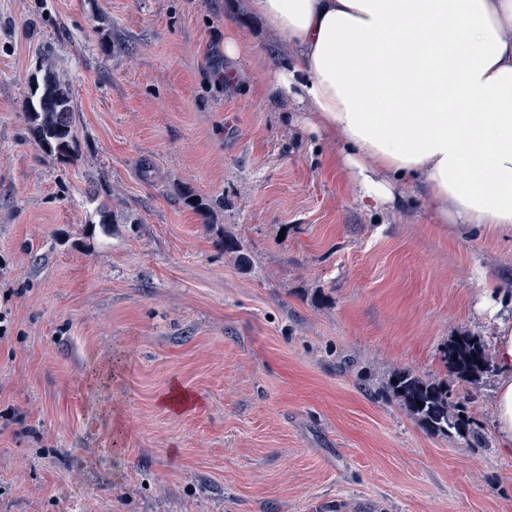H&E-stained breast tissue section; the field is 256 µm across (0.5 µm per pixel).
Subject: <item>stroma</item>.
<instances>
[{
    "instance_id": "obj_1",
    "label": "stroma",
    "mask_w": 512,
    "mask_h": 512,
    "mask_svg": "<svg viewBox=\"0 0 512 512\" xmlns=\"http://www.w3.org/2000/svg\"><path fill=\"white\" fill-rule=\"evenodd\" d=\"M250 4L0 0V512H512L498 375L440 359L463 333L494 349L512 236L432 223L409 183L366 207L271 93L295 49ZM234 34L257 52L226 56ZM44 64L72 160L24 109ZM402 369L478 438L377 397Z\"/></svg>"
}]
</instances>
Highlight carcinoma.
Segmentation results:
<instances>
[{
    "label": "carcinoma",
    "instance_id": "cac0c4a2",
    "mask_svg": "<svg viewBox=\"0 0 512 512\" xmlns=\"http://www.w3.org/2000/svg\"><path fill=\"white\" fill-rule=\"evenodd\" d=\"M26 108L43 146L63 157L76 153L72 95L59 76L46 72L26 101ZM441 361L450 373L464 379L493 370L485 344L470 335H461L459 340L446 344ZM389 389L429 431L446 435L452 429L458 433L466 429L465 419L448 411V384L427 381L410 370H402L395 374Z\"/></svg>",
    "mask_w": 512,
    "mask_h": 512
}]
</instances>
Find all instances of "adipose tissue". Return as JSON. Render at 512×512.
I'll use <instances>...</instances> for the list:
<instances>
[{"instance_id": "obj_1", "label": "adipose tissue", "mask_w": 512, "mask_h": 512, "mask_svg": "<svg viewBox=\"0 0 512 512\" xmlns=\"http://www.w3.org/2000/svg\"><path fill=\"white\" fill-rule=\"evenodd\" d=\"M291 42L275 88L336 137L360 200L416 184L437 224L512 234V0H251ZM497 431L512 446V325L495 344Z\"/></svg>"}]
</instances>
